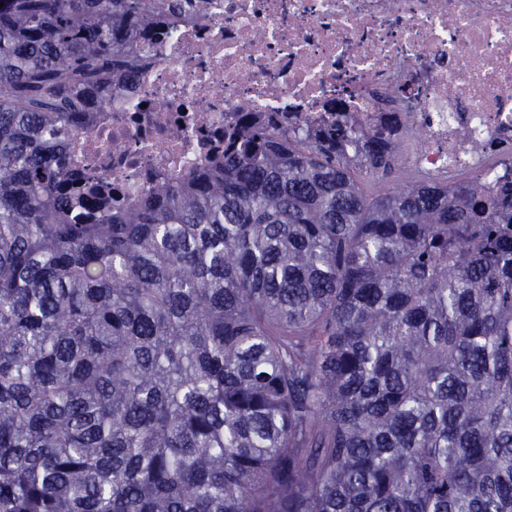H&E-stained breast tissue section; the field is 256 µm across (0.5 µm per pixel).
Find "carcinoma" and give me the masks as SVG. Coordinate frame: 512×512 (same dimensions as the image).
<instances>
[{
	"instance_id": "carcinoma-1",
	"label": "carcinoma",
	"mask_w": 512,
	"mask_h": 512,
	"mask_svg": "<svg viewBox=\"0 0 512 512\" xmlns=\"http://www.w3.org/2000/svg\"><path fill=\"white\" fill-rule=\"evenodd\" d=\"M183 2L0 0V512H512V184L369 195L338 118L75 194L49 132Z\"/></svg>"
}]
</instances>
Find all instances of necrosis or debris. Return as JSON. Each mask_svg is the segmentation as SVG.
Returning a JSON list of instances; mask_svg holds the SVG:
<instances>
[{"mask_svg": "<svg viewBox=\"0 0 512 512\" xmlns=\"http://www.w3.org/2000/svg\"><path fill=\"white\" fill-rule=\"evenodd\" d=\"M134 83L114 82L86 122L60 127L83 188L133 204L224 150L242 124L318 129L399 120L411 169L512 182V0H209L135 39Z\"/></svg>", "mask_w": 512, "mask_h": 512, "instance_id": "necrosis-or-debris-1", "label": "necrosis or debris"}]
</instances>
